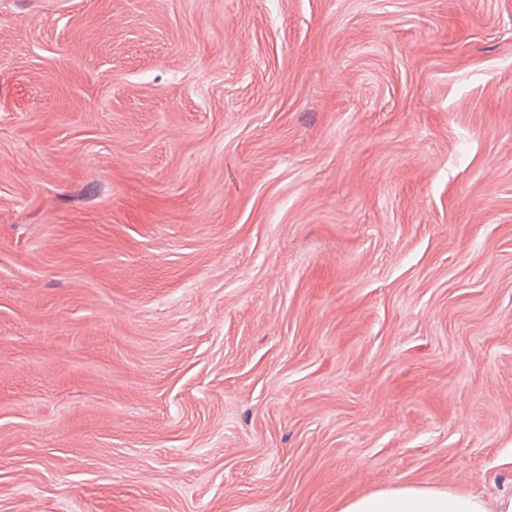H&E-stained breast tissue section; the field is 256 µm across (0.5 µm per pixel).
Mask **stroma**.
Masks as SVG:
<instances>
[{"label": "stroma", "instance_id": "obj_1", "mask_svg": "<svg viewBox=\"0 0 512 512\" xmlns=\"http://www.w3.org/2000/svg\"><path fill=\"white\" fill-rule=\"evenodd\" d=\"M512 494V0H0V512Z\"/></svg>", "mask_w": 512, "mask_h": 512}]
</instances>
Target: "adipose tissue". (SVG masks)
<instances>
[{
    "mask_svg": "<svg viewBox=\"0 0 512 512\" xmlns=\"http://www.w3.org/2000/svg\"><path fill=\"white\" fill-rule=\"evenodd\" d=\"M341 512H512V497L490 506L473 494L404 484L356 496Z\"/></svg>",
    "mask_w": 512,
    "mask_h": 512,
    "instance_id": "obj_1",
    "label": "adipose tissue"
}]
</instances>
